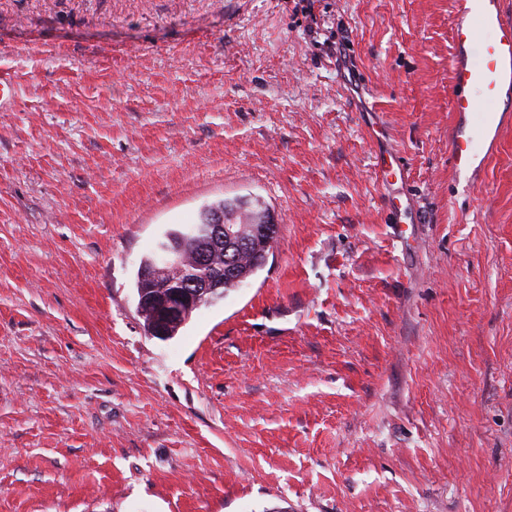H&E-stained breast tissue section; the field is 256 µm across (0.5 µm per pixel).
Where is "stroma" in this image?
Segmentation results:
<instances>
[{"label": "stroma", "mask_w": 512, "mask_h": 512, "mask_svg": "<svg viewBox=\"0 0 512 512\" xmlns=\"http://www.w3.org/2000/svg\"><path fill=\"white\" fill-rule=\"evenodd\" d=\"M450 10L0 0V512H512V131L458 184ZM245 195L265 266L147 335L141 258ZM377 179L386 180L400 179L405 177V166L400 156L389 150L378 163L376 170Z\"/></svg>", "instance_id": "stroma-1"}]
</instances>
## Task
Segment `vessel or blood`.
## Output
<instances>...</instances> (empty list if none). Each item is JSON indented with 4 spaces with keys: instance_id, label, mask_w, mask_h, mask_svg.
<instances>
[{
    "instance_id": "1",
    "label": "vessel or blood",
    "mask_w": 512,
    "mask_h": 512,
    "mask_svg": "<svg viewBox=\"0 0 512 512\" xmlns=\"http://www.w3.org/2000/svg\"><path fill=\"white\" fill-rule=\"evenodd\" d=\"M448 154L457 175L482 170L512 126V20L503 0H452ZM378 179H401L405 166L387 152Z\"/></svg>"
}]
</instances>
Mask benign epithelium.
<instances>
[{"label":"benign epithelium","instance_id":"1","mask_svg":"<svg viewBox=\"0 0 512 512\" xmlns=\"http://www.w3.org/2000/svg\"><path fill=\"white\" fill-rule=\"evenodd\" d=\"M278 225L271 213H265L260 224L254 228V235L272 243L277 235ZM236 239L235 251L224 257V276L232 278L237 274L239 257L252 252L251 239L237 238L224 224V214L214 211L210 215L206 235L200 245L194 262L203 266L208 263L209 251L224 244L226 239ZM161 259L152 266L140 269L141 278L149 284L138 298L139 305L154 309L155 333L163 338L173 321H184L190 314L208 300L212 292L219 287L216 280L190 276L183 278L187 262L181 253L179 243L175 240L161 246Z\"/></svg>","mask_w":512,"mask_h":512}]
</instances>
